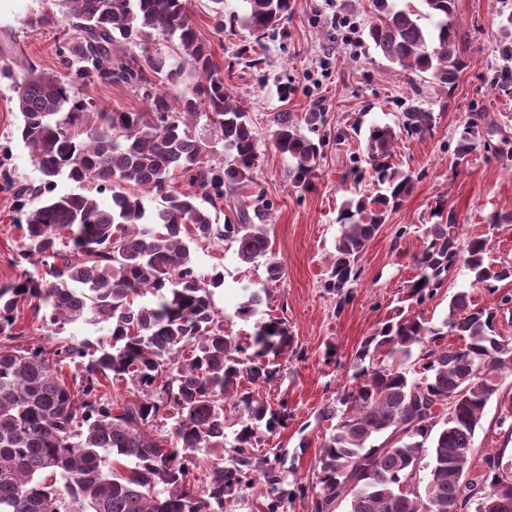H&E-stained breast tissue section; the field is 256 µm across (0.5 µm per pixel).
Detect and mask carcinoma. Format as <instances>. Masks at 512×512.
<instances>
[{
	"label": "carcinoma",
	"instance_id": "1",
	"mask_svg": "<svg viewBox=\"0 0 512 512\" xmlns=\"http://www.w3.org/2000/svg\"><path fill=\"white\" fill-rule=\"evenodd\" d=\"M57 2L72 31L58 43L59 71L0 67L16 93L18 137L42 175L38 186L18 183L0 163V190L14 199L24 230L18 260L50 269L48 280L25 270L0 283V512H232L239 493L256 484L265 488L261 512H286L295 500L311 512L341 505L346 512H512L502 455L486 456L471 485L462 484L485 408L503 394V374H512V338L496 329L497 313L512 308V293L497 288L512 282V261L485 262L490 240L460 241L451 211L448 222L427 228L410 299L424 303L462 265L471 287L499 293L498 305L477 307L460 291L438 326L396 310L360 343L350 384L319 413L327 428L316 482L287 487L284 460L259 448L287 426L288 399L274 408L242 382L272 383L277 358L300 352L281 318L255 323L244 339L224 331L213 304L224 272L198 274L190 248L230 241L239 261L263 258L267 280L282 277L271 225L254 223L266 203L257 197L253 211L242 206L223 224L211 213L248 187L259 166L248 113L198 37L188 0ZM245 2L232 21L259 37L292 8L291 0ZM423 3L419 17L395 0H372L368 37L405 75L429 73L451 88L466 66L456 0ZM160 41L171 51H153ZM93 82L133 87L144 109L91 111L79 89ZM484 119L474 112L463 125L458 159L477 149ZM202 120L210 140L196 133ZM433 122V113L411 108L399 129L369 130L367 159L386 192L351 200L338 217L328 291L347 296L360 278V256L410 192L412 176L393 163L398 134L423 136ZM218 143L229 157L222 166L211 163ZM272 143L295 159L296 180L306 181L319 148L298 135L288 114ZM62 177L77 189L56 193ZM93 190L110 193L111 206ZM148 293L153 301L141 302ZM262 303L252 293L238 314L249 318ZM23 307L56 329L79 319L104 323L111 342L21 346L15 323ZM65 364L74 367L70 382L59 377ZM120 380L133 390L121 403L107 388ZM203 455L209 471L196 491L190 475ZM423 464L429 477L421 490Z\"/></svg>",
	"mask_w": 512,
	"mask_h": 512
}]
</instances>
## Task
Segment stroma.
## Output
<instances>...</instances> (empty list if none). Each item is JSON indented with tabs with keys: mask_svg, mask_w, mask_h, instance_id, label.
<instances>
[{
	"mask_svg": "<svg viewBox=\"0 0 512 512\" xmlns=\"http://www.w3.org/2000/svg\"><path fill=\"white\" fill-rule=\"evenodd\" d=\"M211 0H192L191 17L198 36L210 45L212 59L239 105L247 112L258 138L260 164L244 195L224 200L223 214L233 215L243 196H262L268 204L264 223L273 227L271 251L284 266V276L267 282L262 264L241 263L233 244L202 243L194 249L199 273L224 272V285L214 292L215 316L225 330L249 335L253 321L240 319L239 303L266 291L257 318L285 317L301 358L281 360L278 380L260 386L269 403L287 397L293 415L267 446L292 456L296 477L313 480L319 454L318 437L325 428L317 415L348 383L353 356L361 341L391 316L419 273L430 213L436 205L453 211L460 239L485 236L489 261L512 260V223L492 226V213H512V157L494 152L500 138L512 139V86L498 85L512 71V54L499 35L501 20L512 15V0H457L456 28L466 62L454 88L429 78L408 79L367 38L369 0H292V10L275 31L255 38L240 26L214 27ZM348 17V30L334 17ZM63 23L52 0H0V61L11 68L34 63L38 70L59 69L56 45ZM83 98L103 112L136 111L144 103L122 83H92ZM417 107L434 115L422 137H400L393 161L409 172L413 186L402 206L387 217L360 258L361 276L349 290L347 303L328 293L323 283L327 260L340 235L336 218L355 194L373 195L371 169L364 160L365 133L375 125L398 126L402 112ZM288 113L304 138L319 143L321 153L307 183L293 180L294 160L277 151L271 133L280 113ZM321 121L309 125L308 113ZM486 115V146L477 148L465 165H457L454 149L459 130L471 113ZM21 116L7 79H0V161L19 181L39 185L41 175L17 135ZM348 139L337 140V129ZM361 170V184L352 181ZM14 202L0 191V282L21 269L15 259L23 231L14 224ZM406 235H398L399 227ZM471 274L459 268L446 288L416 306L423 319L439 323L456 292L469 291L474 304L496 307L498 297L471 287ZM335 346L336 364H326V347ZM506 406L492 399L483 427L474 439L473 470L487 454L499 453L512 464V441L495 426Z\"/></svg>",
	"mask_w": 512,
	"mask_h": 512,
	"instance_id": "35a3bbf8",
	"label": "stroma"
}]
</instances>
